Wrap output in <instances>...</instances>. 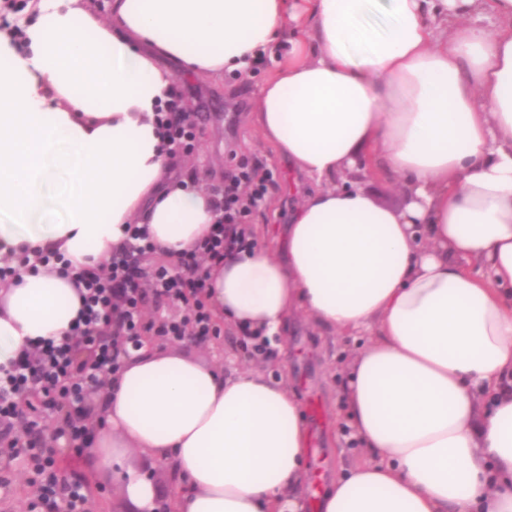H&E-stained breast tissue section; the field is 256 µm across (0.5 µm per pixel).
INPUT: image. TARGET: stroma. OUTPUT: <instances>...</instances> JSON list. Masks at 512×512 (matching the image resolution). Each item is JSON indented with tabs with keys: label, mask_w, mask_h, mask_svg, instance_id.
<instances>
[{
	"label": "stroma",
	"mask_w": 512,
	"mask_h": 512,
	"mask_svg": "<svg viewBox=\"0 0 512 512\" xmlns=\"http://www.w3.org/2000/svg\"><path fill=\"white\" fill-rule=\"evenodd\" d=\"M274 67L273 59H263L253 66L247 80L230 75L208 81L176 78L175 86L183 96L187 111L199 115L197 151L191 158L184 154L178 157V168L183 174L194 175L198 183L210 186L221 182L228 168L259 161L272 169L276 181H284L288 174L287 162L274 157L248 123L255 88ZM362 343L359 337L320 335L311 320L301 314L292 326L288 351L284 354L276 351L261 360L248 358L234 335L227 332L203 344L192 340L176 342L172 349L218 364L227 371L259 366L273 377L288 372L304 403L310 440L308 469L319 484L325 486L360 458L348 428L337 421L336 413L343 379L338 367ZM61 465L90 484L88 512H126L115 484L97 476L84 450L78 449L62 457ZM1 476L10 480L13 492L8 496L0 494V512H30L29 504L37 497L38 489L23 464L17 460L5 465L0 463Z\"/></svg>",
	"instance_id": "1"
}]
</instances>
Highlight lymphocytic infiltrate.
<instances>
[{
  "mask_svg": "<svg viewBox=\"0 0 512 512\" xmlns=\"http://www.w3.org/2000/svg\"><path fill=\"white\" fill-rule=\"evenodd\" d=\"M158 123L170 143L192 144L196 122L180 95L168 101ZM273 183L272 172L261 163L225 171L223 185L213 189L223 221L176 261L145 267L142 258L153 247L141 227L133 224L128 241L113 250L106 271L72 267L83 288L82 318L66 336L22 351L11 369L0 370V386L40 398L44 408L57 414L59 437L66 446L86 447L90 433L83 424L88 412L83 394L102 373L119 372L131 340L155 336L174 342L189 336L204 343L220 335V318L205 294L207 273L223 262L226 253L249 241L247 219ZM149 306L159 310L158 320L144 319ZM167 307L178 308V315H164ZM26 453L38 468L44 512H85L88 483L76 476L62 481L54 455L41 448L31 446Z\"/></svg>",
  "mask_w": 512,
  "mask_h": 512,
  "instance_id": "1",
  "label": "lymphocytic infiltrate"
}]
</instances>
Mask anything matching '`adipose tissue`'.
I'll list each match as a JSON object with an SVG mask.
<instances>
[{"mask_svg":"<svg viewBox=\"0 0 512 512\" xmlns=\"http://www.w3.org/2000/svg\"><path fill=\"white\" fill-rule=\"evenodd\" d=\"M30 8L0 29V257L102 267L130 224L169 258L193 248L220 214L193 177L174 180L157 114L175 75L240 77L275 54L254 122L313 186L279 249L228 255L208 296L233 329L272 337L303 312L331 334L368 333L340 405L363 459L318 512H512V0ZM348 169L401 178L405 206L337 186ZM81 306L59 268L20 271L0 289V366L65 335ZM102 415L88 460L132 512L157 501L132 451L173 460L174 512L302 506L309 438L283 380L146 347Z\"/></svg>","mask_w":512,"mask_h":512,"instance_id":"obj_1","label":"adipose tissue"}]
</instances>
